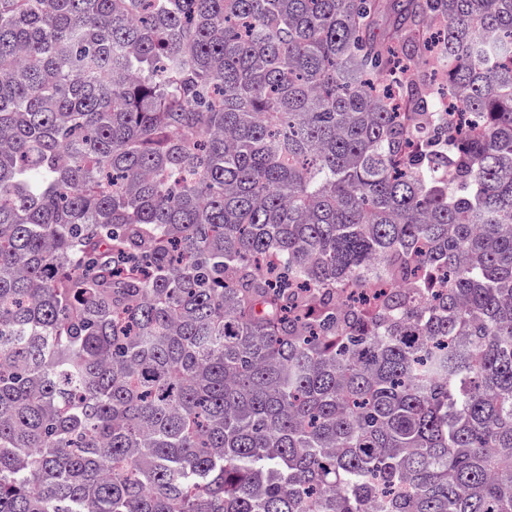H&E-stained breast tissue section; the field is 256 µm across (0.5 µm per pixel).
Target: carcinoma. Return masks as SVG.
I'll return each instance as SVG.
<instances>
[{
	"instance_id": "carcinoma-1",
	"label": "carcinoma",
	"mask_w": 512,
	"mask_h": 512,
	"mask_svg": "<svg viewBox=\"0 0 512 512\" xmlns=\"http://www.w3.org/2000/svg\"><path fill=\"white\" fill-rule=\"evenodd\" d=\"M378 507L512 512V0H0V512Z\"/></svg>"
}]
</instances>
